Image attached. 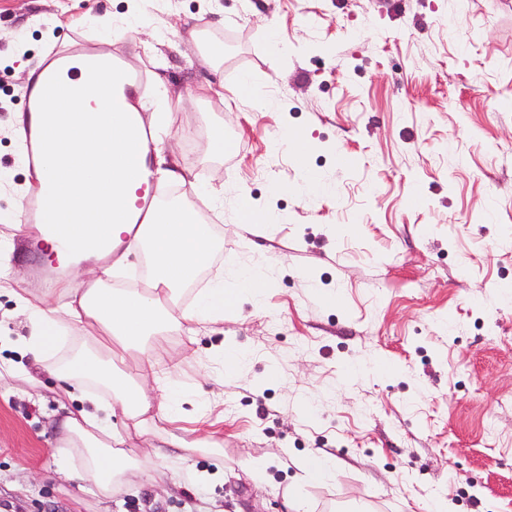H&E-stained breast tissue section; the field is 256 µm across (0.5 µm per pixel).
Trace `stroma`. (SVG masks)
Segmentation results:
<instances>
[{"label":"stroma","mask_w":512,"mask_h":512,"mask_svg":"<svg viewBox=\"0 0 512 512\" xmlns=\"http://www.w3.org/2000/svg\"><path fill=\"white\" fill-rule=\"evenodd\" d=\"M125 0H0V171L23 185L15 121L28 72ZM164 43L126 34L115 55L148 80L212 86L224 102L184 100L167 116L182 202L215 225L214 267L273 264L262 307L238 299L197 333L153 345L203 392L200 415L150 418L126 449L159 447L150 476L106 500L58 475L53 446L69 413L89 409L49 376L0 378V512H293L290 485L316 454L335 464L302 483L309 512H512V0H168L153 8ZM285 53L273 54L268 24ZM224 60L205 63L207 42ZM249 105L236 103L241 75ZM229 143L208 158L212 123ZM304 134L296 159L273 153ZM355 156L337 164L339 152ZM332 195L297 191L302 168ZM224 190L217 208L194 184ZM284 224L242 223L238 195ZM20 295L39 303L63 278L1 224ZM0 296V358L33 367ZM250 352L243 378L217 381L206 356ZM205 428L209 445L187 452Z\"/></svg>","instance_id":"35a3bbf8"}]
</instances>
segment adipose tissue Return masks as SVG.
Wrapping results in <instances>:
<instances>
[{
	"mask_svg": "<svg viewBox=\"0 0 512 512\" xmlns=\"http://www.w3.org/2000/svg\"><path fill=\"white\" fill-rule=\"evenodd\" d=\"M143 19L138 0H129L121 16L99 17L108 37L92 47L91 57L110 59L112 37L132 30L156 36V29ZM213 94L209 86L184 91L158 80L152 94L135 100L121 84L106 85L95 74L71 81L65 97L47 102L40 125L52 134L54 146L34 173L39 192L47 196L45 218L36 230L58 242L57 260L71 273L60 290L61 303L31 305L16 292L22 273L0 261V294L14 296V316L31 327L25 341L28 352L43 372L64 384L67 395L95 406L64 421L54 454L75 465L81 478L106 499L131 477L146 473L153 456L149 450L128 454L126 433L142 434L148 413L177 422L189 407L201 404L200 393L153 356L150 340L187 324L223 319L233 298L261 306L271 280L267 265H243L228 277L219 271L194 305L173 311L175 299L198 281L222 248L212 225L181 203L157 207L145 216L124 252L112 250L113 240L128 230L126 215L146 169L162 180L176 175L181 132L155 137L147 145L136 138V129L147 123L148 113L172 111L188 97L209 101ZM142 253L151 266L145 288L110 287L113 272L125 267L129 256ZM72 323L79 328L83 347L66 357L62 351ZM116 345L138 353L133 370L113 371Z\"/></svg>",
	"mask_w": 512,
	"mask_h": 512,
	"instance_id": "obj_1",
	"label": "adipose tissue"
}]
</instances>
